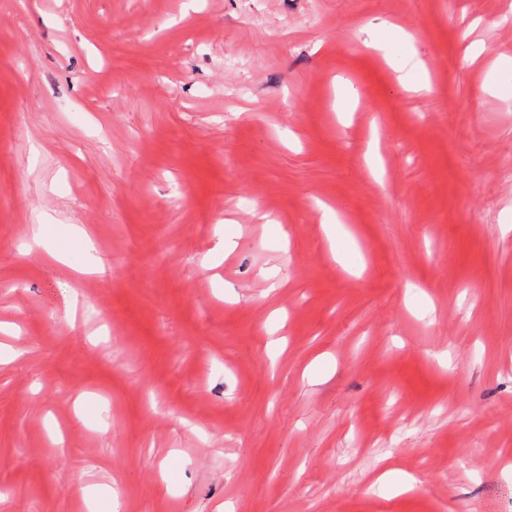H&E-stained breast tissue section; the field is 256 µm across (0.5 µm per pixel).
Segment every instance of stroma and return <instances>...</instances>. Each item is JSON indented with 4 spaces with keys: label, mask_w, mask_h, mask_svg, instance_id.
<instances>
[{
    "label": "stroma",
    "mask_w": 512,
    "mask_h": 512,
    "mask_svg": "<svg viewBox=\"0 0 512 512\" xmlns=\"http://www.w3.org/2000/svg\"><path fill=\"white\" fill-rule=\"evenodd\" d=\"M509 14L0 0V512H512ZM323 210V224L325 226L326 233L332 242L334 254L339 261L349 263L350 259L344 253L342 245L346 238L349 237V232L346 230L344 225L339 221L338 216L335 215L334 211L330 208L322 205ZM56 226L59 225L38 224L32 235L31 244H28L27 248L41 247L57 254L63 260L68 254V246L71 243H78L81 245L84 258L87 259V261L85 260L87 270L92 272L101 271L100 259H96V256L91 253L94 248L86 233L75 225H69L70 227L65 230L58 229ZM58 239L63 243L62 248L59 246Z\"/></svg>",
    "instance_id": "35a3bbf8"
}]
</instances>
